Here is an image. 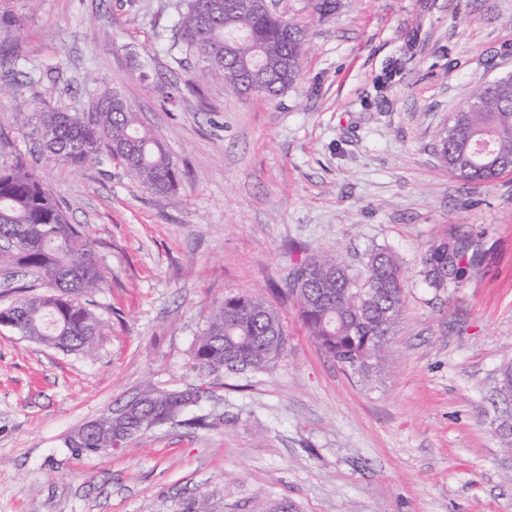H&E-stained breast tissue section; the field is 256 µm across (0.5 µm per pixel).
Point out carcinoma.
<instances>
[{
    "instance_id": "1",
    "label": "carcinoma",
    "mask_w": 512,
    "mask_h": 512,
    "mask_svg": "<svg viewBox=\"0 0 512 512\" xmlns=\"http://www.w3.org/2000/svg\"><path fill=\"white\" fill-rule=\"evenodd\" d=\"M182 0L176 33L195 56L201 57L224 88L236 93H257L272 98L301 78L306 28L275 11L262 9L260 0ZM340 0H313L320 18L336 12ZM241 36L235 49L238 65L224 61V40ZM20 37L16 17L0 10V63ZM10 127L30 137L34 149L49 160L70 164L115 161L157 199L170 202L181 172L164 145L144 124L142 116L116 92H103L88 106L64 111L40 103L32 112H13ZM484 134L491 141L494 161L475 163L474 139ZM442 167L457 180L478 188L512 172V76L477 87L468 104L448 118L436 138ZM0 238L16 245L0 249V269L24 268L40 275L52 292L42 295L17 289L18 306L0 308V322H15L17 333L64 353L91 355L105 335V322L94 309L93 297L105 275L92 242L68 222L53 189L12 146L9 132L0 126ZM430 284L445 286L443 271L453 267L454 278L480 262L455 248L434 255ZM303 280L293 277L283 293L291 297L309 336L326 353L351 370L366 372L381 360L403 315L404 281L391 253L372 251L362 279L334 256L318 254L300 266ZM288 333L279 311L260 295L224 298L211 311L193 359L204 374L256 371L267 368L284 353ZM140 408L122 416L98 419L90 432L78 431L69 447L78 454H99L112 447L144 418L170 414L194 396L191 390L147 387L139 392ZM512 361L496 370L489 396L493 415L501 419L497 436L512 447Z\"/></svg>"
}]
</instances>
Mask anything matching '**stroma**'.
I'll list each match as a JSON object with an SVG mask.
<instances>
[{
    "instance_id": "obj_1",
    "label": "stroma",
    "mask_w": 512,
    "mask_h": 512,
    "mask_svg": "<svg viewBox=\"0 0 512 512\" xmlns=\"http://www.w3.org/2000/svg\"><path fill=\"white\" fill-rule=\"evenodd\" d=\"M23 36L16 97L86 106L116 90L177 162L176 203L117 163L76 167L14 146L84 228L106 275L93 356L0 328V512H512V448L489 388L512 358V172L476 189L448 176L436 135L473 86L512 73V0H277L305 26L302 78L269 100L225 90L176 34L179 0H10ZM482 262L432 288L429 259ZM401 266L403 319L369 373L309 337L277 294L308 257L363 275ZM263 296L288 344L262 371L205 375L193 349L212 307ZM153 386L201 388L182 416L109 454L67 441Z\"/></svg>"
}]
</instances>
